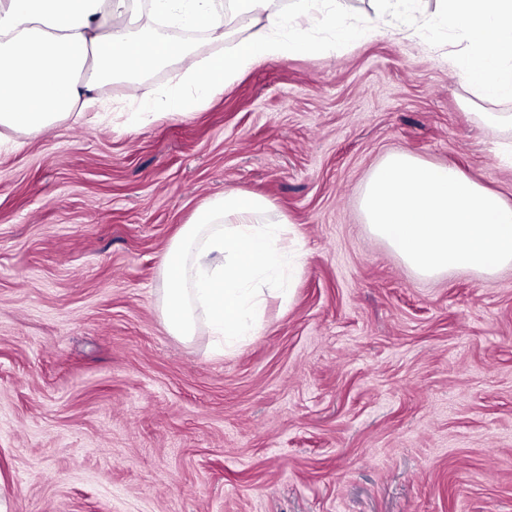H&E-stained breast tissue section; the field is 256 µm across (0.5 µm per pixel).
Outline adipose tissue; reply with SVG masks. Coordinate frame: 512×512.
I'll list each match as a JSON object with an SVG mask.
<instances>
[{
  "label": "adipose tissue",
  "mask_w": 512,
  "mask_h": 512,
  "mask_svg": "<svg viewBox=\"0 0 512 512\" xmlns=\"http://www.w3.org/2000/svg\"><path fill=\"white\" fill-rule=\"evenodd\" d=\"M165 25L205 29L223 38L216 0H150ZM233 14L251 17L245 35L213 61L212 77L187 70L141 113H180L188 100L203 103L247 69L295 55L314 57L375 34L378 18L354 24L329 13V0H298L297 17L273 10L271 0H228ZM330 25L332 41L304 35ZM448 28L465 41L449 55L474 97L512 101V0H437L424 25L426 39ZM186 43L148 30L136 0H0V128L36 136L58 120L81 117L102 82L135 78L150 64L186 59ZM270 202L235 188L203 204L183 225L161 260L165 329L189 341L207 327L222 353L251 341L269 299L290 302L302 270L287 219L269 221Z\"/></svg>",
  "instance_id": "1"
}]
</instances>
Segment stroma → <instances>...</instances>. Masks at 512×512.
I'll return each instance as SVG.
<instances>
[{
  "label": "stroma",
  "instance_id": "obj_1",
  "mask_svg": "<svg viewBox=\"0 0 512 512\" xmlns=\"http://www.w3.org/2000/svg\"><path fill=\"white\" fill-rule=\"evenodd\" d=\"M440 48L381 32L127 119L182 71L0 148V501L7 512H512V266L424 279L368 232L404 150L512 203V134ZM235 187L287 217L289 305L215 353L164 328L160 259Z\"/></svg>",
  "mask_w": 512,
  "mask_h": 512
}]
</instances>
